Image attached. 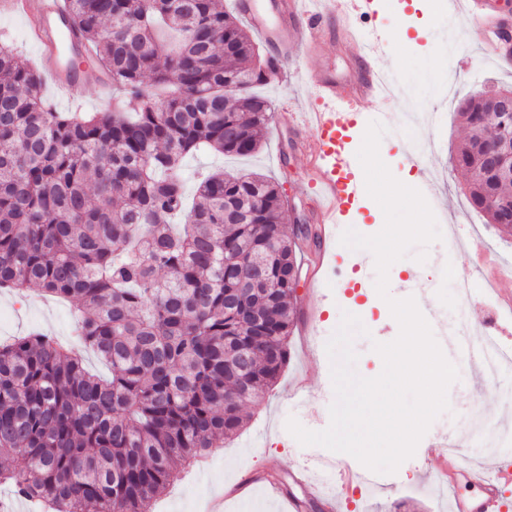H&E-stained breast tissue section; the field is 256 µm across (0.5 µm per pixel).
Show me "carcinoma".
<instances>
[{
	"label": "carcinoma",
	"mask_w": 512,
	"mask_h": 512,
	"mask_svg": "<svg viewBox=\"0 0 512 512\" xmlns=\"http://www.w3.org/2000/svg\"><path fill=\"white\" fill-rule=\"evenodd\" d=\"M123 100L50 109L0 46V288L80 302L99 376L54 337L0 342V483L46 512H150L179 470L246 422L288 363L301 257L281 186L213 172L186 202L182 160L250 157L280 68L224 0H64ZM241 92L224 97V82ZM476 94L454 157L470 203L512 231V111Z\"/></svg>",
	"instance_id": "carcinoma-1"
}]
</instances>
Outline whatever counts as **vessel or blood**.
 Returning <instances> with one entry per match:
<instances>
[{
  "mask_svg": "<svg viewBox=\"0 0 512 512\" xmlns=\"http://www.w3.org/2000/svg\"><path fill=\"white\" fill-rule=\"evenodd\" d=\"M300 2L279 0L280 22L274 27L267 24L254 0H237V8L261 38L272 42L275 60L311 51L334 36L353 50L352 92L340 97L341 86L334 77L321 72L309 73L306 81L314 89L320 106L304 113L297 121L299 127L309 132L304 152L309 179L319 195L317 221L321 226V260L307 272L309 286L318 289L329 277L337 232L364 193V183L354 171L355 160L347 140L360 132L362 109L380 86L381 71L377 63L385 53V46L379 43L365 48L355 30V17H370L373 0H320V9L311 14L302 10ZM465 4L472 26L481 31L482 47L499 61L511 63L512 44L500 38L492 22L496 0H465ZM0 12L16 13L25 18L38 50L39 63L60 94H70L76 85L91 77L90 69L77 64L89 51L66 27L60 0H0ZM336 475V493L340 496L355 482L378 487L385 483L377 474L362 473L342 462L336 465ZM477 478L485 489V496L477 503L475 512H500L498 488L512 479V471L496 467L490 472L478 473Z\"/></svg>",
  "mask_w": 512,
  "mask_h": 512,
  "instance_id": "vessel-or-blood-1",
  "label": "vessel or blood"
}]
</instances>
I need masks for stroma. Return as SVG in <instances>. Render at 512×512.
Listing matches in <instances>:
<instances>
[{
	"label": "stroma",
	"instance_id": "obj_1",
	"mask_svg": "<svg viewBox=\"0 0 512 512\" xmlns=\"http://www.w3.org/2000/svg\"><path fill=\"white\" fill-rule=\"evenodd\" d=\"M379 18L384 21L386 33L405 34L410 52L405 58L387 57L389 67L401 71L416 89V102L427 108L438 101H446L445 114L440 125L426 128L424 135L434 145L433 172L446 175L448 223L468 220L482 233L483 248L444 250L440 242L427 248V260L418 263L413 258L399 260V276L389 277V293L396 298L410 295L414 283L426 287L429 309L447 320L455 312L457 299L452 288L456 269H463L466 277L483 273L493 276L500 265L512 262V236L503 234L489 224L486 216L475 209L467 198L465 178L456 169L453 157L463 138V129L457 114L460 104L478 91L492 92L512 88V67H501L481 50L479 35L467 36L466 41L482 61L480 71L471 65L461 66L454 94H447L441 74L446 60V48L436 35L440 21L435 17L431 0H376ZM310 69L321 70L348 82L352 63L348 51L329 42L315 54L285 62L267 84L258 86L259 94L269 98L274 108L289 107L294 112H307L313 107L311 91L301 85V76ZM388 131L383 137L379 153L399 180L419 190L427 185L420 168L410 162L406 150L407 133L398 123L396 108H387ZM261 148L257 155L240 158L213 154H193L184 161L185 187L193 189L198 174L221 169L227 173L256 171L279 182L290 200L284 228L294 234L297 225L311 224L317 203L315 194L304 185L305 171L301 154V140L288 125L270 122L261 132ZM338 271L325 284L326 298L319 303V340L327 342L338 327L343 313L360 317L368 333L356 337L354 348L359 358L355 369L365 378L377 376L382 368L381 357L374 352L373 342H389L399 333L385 301L375 288L374 259L345 246L336 248ZM74 303L60 302L38 289H30L18 297L0 291V337L18 336L32 329L49 330L56 338L75 333ZM467 308L476 324L491 322L499 336L512 342V309L504 299L493 295L472 297ZM290 358L282 376L265 398L256 405L246 406L248 420L244 428L223 447L212 449L200 464L185 470L152 506V512H205L206 504L214 498L219 486L249 484L246 496L231 494L224 497V512H277L261 488V479H270L287 485L299 500H316L318 512H449L448 497L439 492L425 474V467L442 464L441 453L431 452L425 444H418L414 457L397 470V489L357 486L350 490L346 500L327 510L324 497L312 492L296 477L299 465L307 458L306 449L287 431L289 418L302 425L313 424L325 429L329 422V406L334 400L330 373H318L310 367L302 348V335L293 332L289 344ZM459 378L448 391L450 409L438 416L429 428L430 433H446L472 438L469 416L475 404L487 399L498 401L496 391L485 384L461 357H454ZM305 377L313 395L306 403L285 398L284 391L296 378Z\"/></svg>",
	"mask_w": 512,
	"mask_h": 512
}]
</instances>
